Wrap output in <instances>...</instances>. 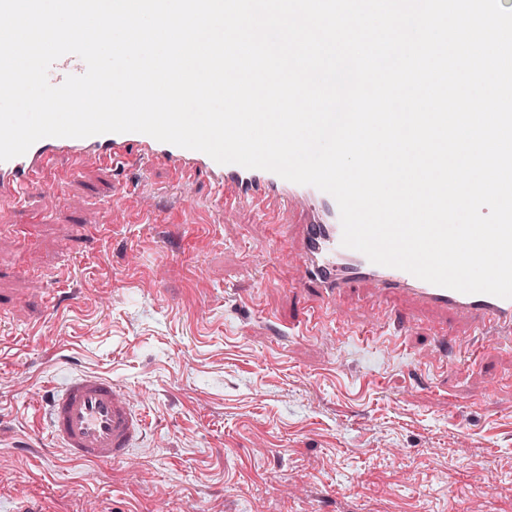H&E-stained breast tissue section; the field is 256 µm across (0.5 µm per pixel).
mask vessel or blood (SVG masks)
<instances>
[{"mask_svg":"<svg viewBox=\"0 0 512 512\" xmlns=\"http://www.w3.org/2000/svg\"><path fill=\"white\" fill-rule=\"evenodd\" d=\"M85 70L81 58L68 54L53 63L48 80L57 86L67 76ZM62 158L72 175L93 160L111 166L161 163L175 176L216 190L225 209L247 206L268 223L283 225L276 247L292 259L294 277L289 288L297 294L300 323L335 321L337 307L354 296L402 326L422 311L454 316L455 324L442 322L435 329L441 344H455L464 328L512 340V298L461 293L372 263L364 254L343 246L340 212L331 195L268 170L221 164L204 152L143 133L40 139L24 155L0 162V206H18L28 192L48 184L64 187V179L56 175V163ZM146 424L129 393L96 371L69 376L53 387L48 399V437L79 462L124 463Z\"/></svg>","mask_w":512,"mask_h":512,"instance_id":"1","label":"vessel or blood"}]
</instances>
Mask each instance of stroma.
<instances>
[{"mask_svg": "<svg viewBox=\"0 0 512 512\" xmlns=\"http://www.w3.org/2000/svg\"><path fill=\"white\" fill-rule=\"evenodd\" d=\"M277 232L159 164L91 163L0 211V512L17 495L53 512H512V343L465 335L461 364L436 363L427 314L360 345L384 323L353 299L342 341L309 335ZM81 371L146 414L124 465L74 462L34 425Z\"/></svg>", "mask_w": 512, "mask_h": 512, "instance_id": "obj_1", "label": "stroma"}]
</instances>
